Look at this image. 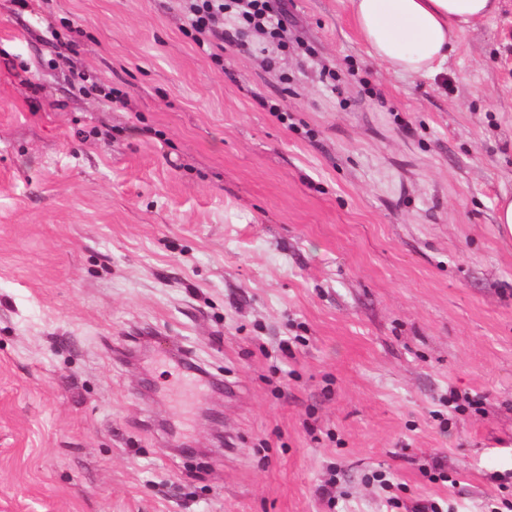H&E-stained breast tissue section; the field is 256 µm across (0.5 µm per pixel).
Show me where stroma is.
Segmentation results:
<instances>
[{
    "label": "stroma",
    "mask_w": 512,
    "mask_h": 512,
    "mask_svg": "<svg viewBox=\"0 0 512 512\" xmlns=\"http://www.w3.org/2000/svg\"><path fill=\"white\" fill-rule=\"evenodd\" d=\"M49 6L67 55L0 0V512L512 499V0L428 79L349 0H286L270 67L216 65L182 0ZM495 224L498 226V233L504 238L512 236V196L504 194L498 201Z\"/></svg>",
    "instance_id": "35a3bbf8"
}]
</instances>
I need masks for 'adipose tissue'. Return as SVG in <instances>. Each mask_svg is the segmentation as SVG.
I'll use <instances>...</instances> for the list:
<instances>
[{"label": "adipose tissue", "mask_w": 512, "mask_h": 512, "mask_svg": "<svg viewBox=\"0 0 512 512\" xmlns=\"http://www.w3.org/2000/svg\"><path fill=\"white\" fill-rule=\"evenodd\" d=\"M371 54L397 74L431 76L460 33L495 16L501 0H350Z\"/></svg>", "instance_id": "1"}]
</instances>
